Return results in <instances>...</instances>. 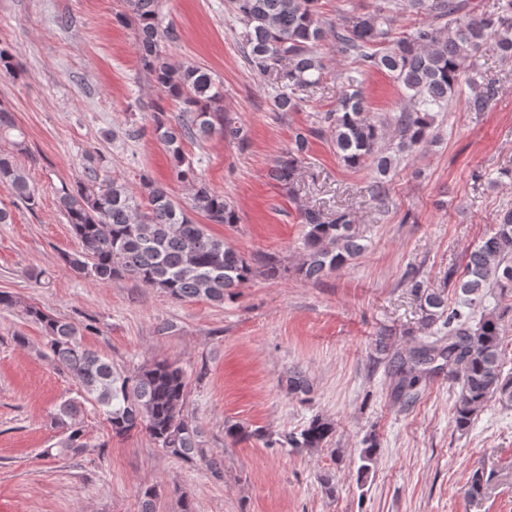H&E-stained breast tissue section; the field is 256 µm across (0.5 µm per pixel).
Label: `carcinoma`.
Segmentation results:
<instances>
[{"instance_id":"1","label":"carcinoma","mask_w":512,"mask_h":512,"mask_svg":"<svg viewBox=\"0 0 512 512\" xmlns=\"http://www.w3.org/2000/svg\"><path fill=\"white\" fill-rule=\"evenodd\" d=\"M318 0H229V11L241 24L239 39L248 64L259 73L273 72L277 88L273 105L278 112L299 106L296 91L315 85L323 64L318 46L332 35L336 49L353 57L336 109L315 113L314 126L293 131L288 149L269 169V177L292 189L309 160V137L328 135L345 165L356 168L372 161L377 180L375 200L388 199L385 178L396 167L398 156L425 142L435 113L445 112L461 79L471 88L466 111H487L497 94L494 84L482 79L478 51L495 43L512 59V0H499L494 16L479 11L475 0H377L372 13L357 16L342 11L335 20L323 19ZM139 21L140 61L163 94L176 102L178 112L169 116L163 107L154 113V132L173 159L172 175L190 187V207H185L162 183L142 177L147 206L126 183L100 176L103 158L88 157L83 178L57 189L59 208L71 225L78 248L63 255L75 273L109 284L133 279L178 301L204 299L217 305L237 296L253 275V264L224 240L208 232L210 224H235L238 217L224 194L199 177L193 161L183 151L186 141H204L218 134L238 139L241 128L224 118L217 103L223 94L210 71L195 63L174 65L167 48L179 39L172 25H162L161 0H127ZM422 10L430 22L396 38L392 25L405 7ZM392 76L403 88L408 106L393 116L398 143L383 144L382 122L369 116L359 76L368 71ZM14 137L25 149L24 132L11 110L0 106V137ZM0 184L21 202L33 206L36 191L14 154L0 151ZM199 214L207 220L200 224ZM301 276L318 281L340 271L366 250L350 214L332 217L306 209ZM428 325L442 322L443 336L408 354H394L390 361L395 399L417 398L419 388L432 372L437 358L448 363V377L460 385L453 423L463 431L490 402L512 408V376L503 375L501 356L505 317L512 306L501 307L512 293V207L497 214L496 224L468 254L465 278L456 285L459 302L448 307L442 293L420 281L412 283ZM482 309L474 319L470 309ZM26 317L44 329L48 357L82 390V399L96 405L115 437L144 432L166 454L187 462H200L212 476H224V459L203 448V431L185 415L186 375L167 359L155 360L133 373L119 371L107 358L85 348L81 339L94 330L51 315L36 306L24 307ZM310 385L300 371L287 379L289 395L307 394ZM75 401L59 406L62 437L44 455L79 454L92 447L77 417ZM335 433V423L315 416L298 432L280 435L276 444L297 450L322 448Z\"/></svg>"}]
</instances>
